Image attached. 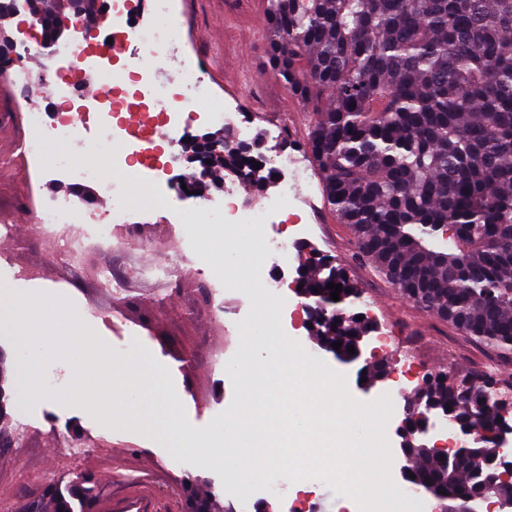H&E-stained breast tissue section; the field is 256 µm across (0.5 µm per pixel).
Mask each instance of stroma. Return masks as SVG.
<instances>
[{
  "mask_svg": "<svg viewBox=\"0 0 512 512\" xmlns=\"http://www.w3.org/2000/svg\"><path fill=\"white\" fill-rule=\"evenodd\" d=\"M171 4L184 23L180 52L195 65L209 67L205 79L211 101L252 114L253 131L274 135L279 149L297 148L315 117L310 107L293 97L271 72L265 26L267 0H171ZM215 29L223 32L218 46L204 38ZM211 101L200 102V109H209ZM17 137L14 131L0 134V156L12 159L9 167L0 168V213L20 220L18 234L9 247L14 262L44 268L43 288L69 299L104 350H111L115 340L112 326L125 324L139 332L146 341V352L165 368L167 384L176 389L181 422L195 432L213 430L219 423L218 410L228 408L234 395L232 383L216 389L218 371L205 361L204 351H223L221 372L231 374L243 357L239 323L256 300L252 285L255 273L266 276L281 272L286 281H293L297 268L312 250L343 267L362 295L361 309L372 310L379 326L394 329L399 350L388 354L389 364L411 354L421 362L423 373L443 372L452 381L491 372L501 391L512 398V358L502 357L404 298L384 274L360 257L351 227L341 223L323 201L315 212L313 230L296 243L287 264L259 258L250 250L240 251L237 275L224 280L226 297L236 301L240 312L225 315L220 323L209 316L197 280L198 275L220 272L218 255L198 252L193 258V272L184 273L182 284L176 287L135 276V269L159 259L160 246L177 237L175 219L156 208L152 199L139 196L135 186L127 188L132 243L125 253L92 249L79 265H46L43 249L32 242L22 220L45 200L74 193L75 188L61 173L48 176L15 159ZM105 268L126 275L127 300L116 301L100 287L99 274ZM296 334L307 352L345 376L353 398L371 401L381 393L379 383L363 389L357 366L341 364L319 349L309 328L298 327ZM189 351L196 352L197 357L186 365L181 358ZM21 413L31 429L14 447L0 450V512H15L23 498L40 495L47 486L76 472L96 478L98 503L111 506L112 512H145L156 500L164 502L168 512H182L183 503L173 492L193 478L201 488H212L222 505H236L239 496L249 495L257 512H289V495H267L255 490L253 484H240L225 469L211 466L193 449L170 448L162 427L119 435L85 409L60 400L30 404ZM47 413L70 424L75 439L92 432L102 435L103 443L71 454L47 432L43 424Z\"/></svg>",
  "mask_w": 512,
  "mask_h": 512,
  "instance_id": "obj_1",
  "label": "stroma"
}]
</instances>
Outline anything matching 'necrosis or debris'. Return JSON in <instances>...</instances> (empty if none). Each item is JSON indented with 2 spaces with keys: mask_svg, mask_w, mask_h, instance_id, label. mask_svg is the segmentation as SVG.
Returning a JSON list of instances; mask_svg holds the SVG:
<instances>
[{
  "mask_svg": "<svg viewBox=\"0 0 512 512\" xmlns=\"http://www.w3.org/2000/svg\"><path fill=\"white\" fill-rule=\"evenodd\" d=\"M170 0H152L150 18L130 14L124 0H100V16L104 22L98 34L101 38L123 35L127 45L138 51L140 67L137 73L114 69L112 56L103 50L89 47L83 41L53 47L69 74L49 83L43 96L32 99L28 105V135L22 140V149L34 165L42 171L51 164L46 159L48 147H77L111 157L113 163L124 170L128 180L146 185L158 207H167L164 197L173 164L185 148L187 128L183 112L210 96V90L201 71L176 52L180 37L179 24L170 10ZM175 69L180 74L178 83L167 82L166 71ZM97 78L98 92L87 96L80 79L87 74ZM139 84L138 98L142 107L157 113L161 121L147 132H133L124 138L122 149H114L111 131L114 118L123 108L122 89L129 78ZM57 109L54 123H45L43 112ZM97 127L96 140L84 137L87 127ZM167 150L156 153V143ZM259 166L275 183L276 192L262 205L242 202L235 190L224 192L223 200L202 198L192 218L196 224H235L250 228L255 238L253 246L264 256L272 255L287 260L293 238H264L260 232L264 225L290 210L312 211L314 203L300 193L309 179L301 157L296 153L271 150L257 151L242 162L243 169ZM71 184L80 186L96 182L99 194L108 201L104 210L86 211L68 196L53 198L36 217L33 234L49 246L48 263L78 261L88 250L111 247L123 240L127 228L128 205L123 184L102 176L88 166L68 170ZM179 246L165 260L155 261L141 268L142 276L166 279L181 269L191 256L203 249L204 243L193 231H185L178 238Z\"/></svg>",
  "mask_w": 512,
  "mask_h": 512,
  "instance_id": "necrosis-or-debris-1",
  "label": "necrosis or debris"
}]
</instances>
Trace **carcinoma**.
<instances>
[{
    "label": "carcinoma",
    "instance_id": "cac0c4a2",
    "mask_svg": "<svg viewBox=\"0 0 512 512\" xmlns=\"http://www.w3.org/2000/svg\"><path fill=\"white\" fill-rule=\"evenodd\" d=\"M42 34H55L59 0H40ZM268 54L286 89L312 106L305 142L327 202L351 226L360 254L403 295L476 341L512 354V0H268ZM215 139L208 177L241 172L243 148ZM330 282L342 285L331 300ZM301 285L318 345L351 358L368 333L348 311L357 290L339 266L306 258ZM497 381L490 373L435 375L414 399L477 438L455 461L417 442L411 480L456 497L512 499L486 484L496 455ZM95 482L76 477L17 512H77Z\"/></svg>",
    "mask_w": 512,
    "mask_h": 512
}]
</instances>
